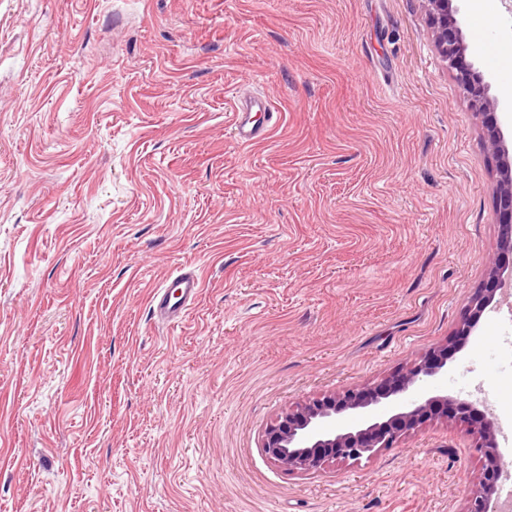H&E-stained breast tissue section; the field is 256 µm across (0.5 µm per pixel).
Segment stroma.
Listing matches in <instances>:
<instances>
[{
	"label": "stroma",
	"mask_w": 512,
	"mask_h": 512,
	"mask_svg": "<svg viewBox=\"0 0 512 512\" xmlns=\"http://www.w3.org/2000/svg\"><path fill=\"white\" fill-rule=\"evenodd\" d=\"M460 8L512 39V0ZM497 180L424 0H0V512H465L456 419L315 473L261 444L445 342L426 392L512 408L500 312L456 336L512 263ZM185 266L202 296L158 324ZM275 109L272 102L262 96H244L234 102L231 121L242 144L250 145L261 139L266 127L260 117L271 120ZM495 262L489 263L488 278L482 288H478L470 297L464 315L460 319V334H470L480 322L486 310L491 308L498 291L506 287L508 277Z\"/></svg>",
	"instance_id": "1"
}]
</instances>
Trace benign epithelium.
<instances>
[{"mask_svg":"<svg viewBox=\"0 0 512 512\" xmlns=\"http://www.w3.org/2000/svg\"><path fill=\"white\" fill-rule=\"evenodd\" d=\"M456 0H425L434 39L448 68L457 72L459 84L473 112L486 129L490 151L499 162L502 179L498 193L502 208L501 223L505 246H512V161L502 147L495 124L499 100L489 94V86L477 82L473 64L466 60L475 50L465 42L457 18ZM508 278L496 263H489L483 287L470 297L460 319L459 332L470 334L494 302ZM448 372V344L430 350L419 362L397 373V379L364 390L348 389L306 399L279 416L265 431L264 454L288 472L313 473L329 463L358 462L392 448L405 435L416 431L433 418L453 416L466 423L479 436L478 451L484 462L478 481L468 500L466 512H497V491L503 477L499 462V424L488 405L480 399L458 402L446 395H428L424 384ZM400 394L406 397L403 408L390 414L369 412Z\"/></svg>","mask_w":512,"mask_h":512,"instance_id":"benign-epithelium-1","label":"benign epithelium"}]
</instances>
